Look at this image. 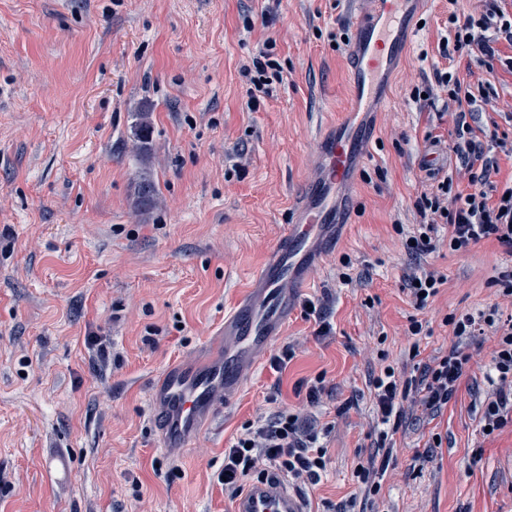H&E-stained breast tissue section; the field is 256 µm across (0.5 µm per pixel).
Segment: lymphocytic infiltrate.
I'll use <instances>...</instances> for the list:
<instances>
[{
    "instance_id": "obj_1",
    "label": "lymphocytic infiltrate",
    "mask_w": 512,
    "mask_h": 512,
    "mask_svg": "<svg viewBox=\"0 0 512 512\" xmlns=\"http://www.w3.org/2000/svg\"><path fill=\"white\" fill-rule=\"evenodd\" d=\"M449 22L454 31L452 53L474 52L481 64L495 58L499 41L512 44V13L501 6L500 0H488L486 10L476 17L450 14ZM275 47L274 40H267L253 59L250 110H257L261 97L269 95L271 78L281 75ZM437 80L447 85L448 98L457 106L458 138L452 152L458 163L478 168L479 173L472 176L468 192L455 190L452 178L446 177L438 182L435 192L419 198V212L434 214L436 220L408 233L406 250L415 257L433 252L442 223L448 227L449 251L463 252L489 239L512 248V186L498 188L491 178L497 166L485 157L473 123L477 98L471 85L454 73L438 74ZM446 322L454 337L446 354L423 365L417 376L399 379L394 368L388 366L371 381L379 425L376 454L356 468L367 500L375 502L381 497L391 454L386 441L390 428L401 425L405 402L418 401L428 415L440 414L455 395L470 362L467 345L488 334L494 338L491 366L496 385L483 402L480 423L493 432L512 425V315L501 316L492 308L455 314ZM330 430V425L287 409L246 423L240 436L224 451L221 474L225 492L237 497L246 477L255 474L262 478L271 471L296 484H317L327 466V450L320 438Z\"/></svg>"
}]
</instances>
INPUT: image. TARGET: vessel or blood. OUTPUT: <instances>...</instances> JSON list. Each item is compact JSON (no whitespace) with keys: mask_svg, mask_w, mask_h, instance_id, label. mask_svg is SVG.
Listing matches in <instances>:
<instances>
[{"mask_svg":"<svg viewBox=\"0 0 512 512\" xmlns=\"http://www.w3.org/2000/svg\"><path fill=\"white\" fill-rule=\"evenodd\" d=\"M425 0H371L369 11L354 21L350 48V112L365 109L392 72L397 56L410 50L412 17ZM336 132L321 139L326 162L320 179L305 187L306 205L297 211L264 262L246 276L243 296L224 317L211 355L178 363L154 381L150 398L156 408L160 442L187 447L213 417L218 399H231L246 374L268 352L288 318L292 291L308 285V252L317 233L335 224L333 196L351 176L353 155L362 150L356 129L340 120ZM233 512H306L300 496L281 480L253 482L234 503Z\"/></svg>","mask_w":512,"mask_h":512,"instance_id":"vessel-or-blood-1","label":"vessel or blood"}]
</instances>
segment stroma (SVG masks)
<instances>
[{"mask_svg": "<svg viewBox=\"0 0 512 512\" xmlns=\"http://www.w3.org/2000/svg\"><path fill=\"white\" fill-rule=\"evenodd\" d=\"M367 0H0V512H232L217 474L224 450L260 415L306 404L327 470L302 488L308 512H370L355 478L376 435L370 376L384 365L410 375L446 352L444 319L498 306L512 314L496 270L512 249L488 240L464 253L447 245L424 258L446 278L416 311L405 289L416 264L403 231L420 223L415 202L470 174L449 150L448 91L436 72L483 81L486 152L498 184L512 182V45L492 66L447 58L450 14L476 15L484 0H430L389 100L362 116L368 157L341 190L351 205L336 243L318 250L280 336L295 345L283 371L262 361L232 401L184 448L159 444L151 386L170 364L203 354L208 336L320 178L322 136L341 118L350 86L337 35L352 33ZM274 39L282 77L259 109L247 108L249 68ZM152 115L148 151L134 138ZM153 181L157 203L135 206ZM350 258L353 280L336 270ZM325 305L331 331L303 303ZM432 333L411 336L410 319ZM105 338L100 361L92 337ZM153 345H145L144 337ZM493 337L473 358L439 416L415 407L391 437L386 512H512V426L484 435Z\"/></svg>", "mask_w": 512, "mask_h": 512, "instance_id": "35a3bbf8", "label": "stroma"}]
</instances>
